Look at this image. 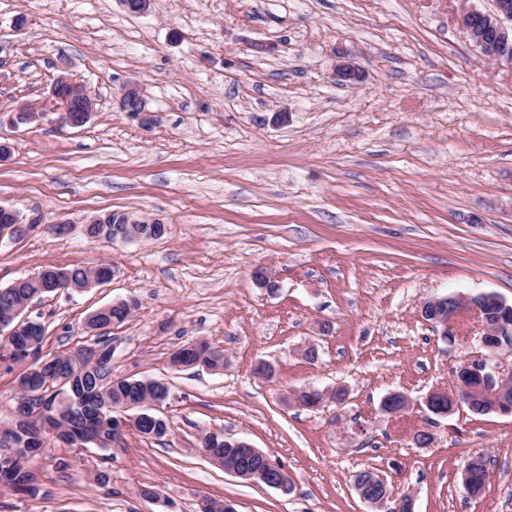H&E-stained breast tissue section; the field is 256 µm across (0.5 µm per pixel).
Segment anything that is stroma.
I'll return each mask as SVG.
<instances>
[{
	"instance_id": "35a3bbf8",
	"label": "stroma",
	"mask_w": 512,
	"mask_h": 512,
	"mask_svg": "<svg viewBox=\"0 0 512 512\" xmlns=\"http://www.w3.org/2000/svg\"><path fill=\"white\" fill-rule=\"evenodd\" d=\"M460 0H0V113L42 103L72 74L97 101L79 128L58 113L0 143V204L37 227L0 236V288L49 267L117 270L107 285L36 304L52 355L89 340L87 316L135 298L112 327V371L168 382L164 443L125 430L112 448L55 444L33 470L39 493L0 489V512H371L353 488L371 469L410 494L414 512H512V414H431L423 399L478 351L476 319L449 343L420 307L445 294L512 304V69L472 47ZM365 74L334 79L337 53ZM138 83L158 121L121 109ZM288 111L287 124L272 116ZM139 211L163 237L88 239L86 218ZM66 221L69 232H49ZM268 269L269 293L253 280ZM204 338L223 372L174 369ZM317 342L309 363L296 354ZM273 364L257 378L259 361ZM346 386L318 410L286 406L304 386ZM410 411L378 414L390 391ZM430 447L411 440L419 427ZM247 440L282 464L289 491L209 462L201 437ZM489 477L467 492L466 461ZM107 473L101 486L94 471ZM149 486L158 500L141 497Z\"/></svg>"
}]
</instances>
